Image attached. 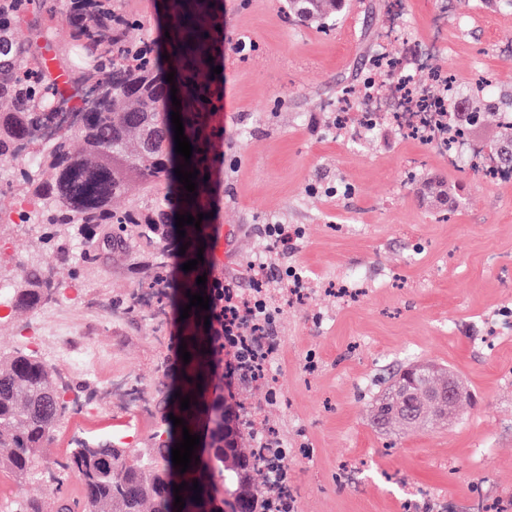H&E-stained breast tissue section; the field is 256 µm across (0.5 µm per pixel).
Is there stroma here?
<instances>
[{
	"label": "stroma",
	"mask_w": 512,
	"mask_h": 512,
	"mask_svg": "<svg viewBox=\"0 0 512 512\" xmlns=\"http://www.w3.org/2000/svg\"><path fill=\"white\" fill-rule=\"evenodd\" d=\"M456 24L438 59L467 95L479 78L512 95V8L484 0H406L404 17L386 0H347L330 31L299 25L288 0H224V128L214 167L208 225L210 264L242 294L253 291L250 264L270 266L276 345L267 379L233 385L228 420L244 431L251 416L287 448L288 489L296 512H506L512 506V334L489 336L490 318L512 308V183L452 166L418 139L382 122L365 139L332 135L335 111L349 100V127L365 119L369 82L382 96L399 76L434 92L415 56L432 14ZM391 27L406 36L381 41ZM244 39V53L234 49ZM454 187L449 207L439 189ZM268 224L299 227L294 251L270 249ZM173 261L158 281V250L136 245L110 254L87 238L69 255L0 222V281L37 266L75 283L77 300L52 299L0 317V351L24 349L37 326L63 336L67 351L40 348L58 381L92 399L86 420L64 410L32 468L17 482L0 474V502L43 497L78 443L130 448L137 464L151 438L172 428L165 407L183 374L174 361L193 324L183 319L182 273ZM301 270V296L281 301L279 279ZM156 288L159 311L134 306ZM450 370L470 397L451 424L382 432L373 400L389 372L409 360ZM131 381L154 411L138 415L111 390ZM256 436L246 435L245 446Z\"/></svg>",
	"instance_id": "35a3bbf8"
}]
</instances>
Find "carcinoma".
<instances>
[{"instance_id": "obj_1", "label": "carcinoma", "mask_w": 512, "mask_h": 512, "mask_svg": "<svg viewBox=\"0 0 512 512\" xmlns=\"http://www.w3.org/2000/svg\"><path fill=\"white\" fill-rule=\"evenodd\" d=\"M44 0H0V163L19 165L25 192L37 202L28 223L56 227L49 237L59 252H68L80 236L92 235L102 224L109 225L103 244L111 251L128 248L143 239L161 245L169 237L170 220L164 209L133 203L123 210L112 209V201L138 187L148 191L168 179L174 166L199 170L197 195L189 198L182 191L184 212L198 217L209 213L211 186L204 179L212 165L213 149L224 140V128L211 123L215 102L224 96L222 76L213 73L218 66L215 46L224 42V0H168L177 17L175 35L181 55L163 61L153 39L133 41L128 32L143 26L142 16L118 6V0H92L85 11L69 5L68 19L75 28L74 49L54 55L60 70L88 63L109 83L112 91L95 97L81 125L56 137L37 152L33 166L21 164L20 145L34 140V128L53 118V105L63 89L38 54L36 40H20L17 28L40 13ZM306 25L324 29L342 13V0H289ZM174 73L173 83L166 81ZM177 88L181 106L172 105L171 87ZM179 111L184 136L193 146L190 165L174 156L170 147L167 114ZM512 112L507 104L478 91L454 103L450 121L470 136L480 125L484 111ZM500 145L512 150V124L500 125L490 142L489 152L498 163L512 170V160L496 151ZM187 252L197 255L203 247L201 232L195 226L183 227ZM46 298L40 276L29 269L11 289L13 308L32 309ZM189 349L196 359L194 377L186 394L198 395L197 383L206 382L217 392L224 384L213 379L209 367L215 359L208 342L190 338ZM438 370L432 366L408 364L402 378L408 399L421 405L430 392L440 387ZM375 414L386 424L399 422L402 410L385 394L375 401ZM61 415L60 391L52 369L37 356L23 351L0 353V472L23 480L40 456L45 442ZM206 416L211 424L210 447L218 453L203 458L201 464L179 475L184 487L183 503L203 508L215 500L217 491L237 493L236 512H270L262 503L270 494L251 488L249 469L266 455L280 461L277 448L233 446L224 453V402L209 404ZM173 437L158 439L146 449L141 464H127L128 448L111 445L94 447L87 443L74 449L63 465L64 475L75 474L84 490L83 512H168ZM198 482L200 500L192 498L193 482ZM72 512L68 498L54 488L50 501L23 498L0 505L3 512Z\"/></svg>"}]
</instances>
